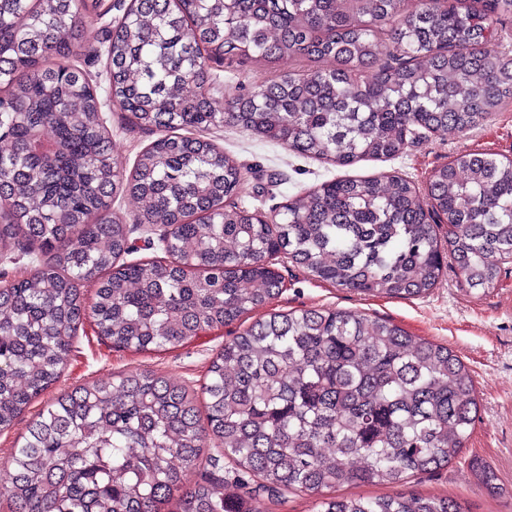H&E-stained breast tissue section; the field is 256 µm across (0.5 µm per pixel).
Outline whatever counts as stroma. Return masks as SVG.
<instances>
[{
	"instance_id": "35a3bbf8",
	"label": "stroma",
	"mask_w": 512,
	"mask_h": 512,
	"mask_svg": "<svg viewBox=\"0 0 512 512\" xmlns=\"http://www.w3.org/2000/svg\"><path fill=\"white\" fill-rule=\"evenodd\" d=\"M110 12L102 18L86 19L81 29L85 56L78 62L98 89H105L106 60L100 51L104 26L123 15L129 0H107ZM313 61L286 60L270 66L264 63L213 65L210 97L228 103L274 75L313 70ZM112 132L114 156L125 168H132L138 155L155 138L139 128L127 113L115 106L103 109ZM207 136L241 165L242 189L234 202L252 212L275 217L286 201L338 177H376L399 173L418 187H426L434 171L457 153H492L512 157V104L494 113L477 128L464 132L434 133L415 128L408 146L399 157L365 160L338 167L296 155L280 146L261 141L244 129L227 125L208 131ZM139 204L119 194L112 200V214L131 228L132 261L162 257L158 240L163 226L138 220ZM274 268L283 289L272 303L275 311L297 309H342L371 318L388 320L409 335L451 348L466 365L479 402L478 418L460 456L447 468L412 479L408 493L448 496L462 500L470 512H512V263L503 264L495 288L470 289L455 271H448L435 288L419 297L405 299L364 295L309 276L286 258H277ZM256 310L238 322L219 327L177 347L135 351L113 346L101 337L91 318H84L73 341L72 352L60 380L5 430L0 431V476L9 465L16 445L23 443L30 422L46 402L93 381H109L131 372H151L185 385L205 402L201 389L212 358L226 339L262 318ZM489 465L497 473L501 490L489 495L470 467L471 460Z\"/></svg>"
}]
</instances>
